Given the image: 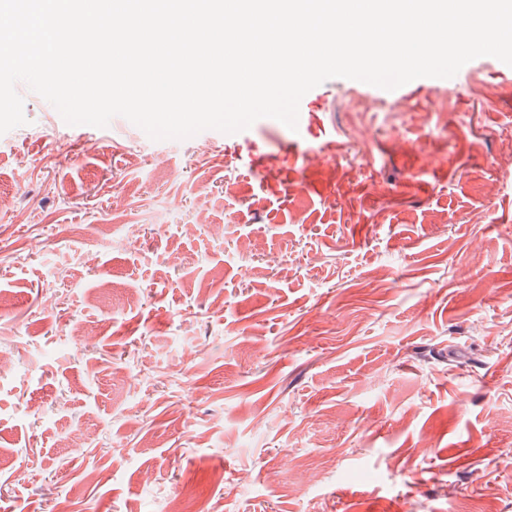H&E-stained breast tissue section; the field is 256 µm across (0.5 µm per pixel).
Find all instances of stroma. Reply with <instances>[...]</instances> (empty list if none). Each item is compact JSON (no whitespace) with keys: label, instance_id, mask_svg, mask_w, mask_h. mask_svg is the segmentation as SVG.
<instances>
[{"label":"stroma","instance_id":"stroma-1","mask_svg":"<svg viewBox=\"0 0 512 512\" xmlns=\"http://www.w3.org/2000/svg\"><path fill=\"white\" fill-rule=\"evenodd\" d=\"M477 81L512 66L182 141L18 84L0 512H512V99Z\"/></svg>","mask_w":512,"mask_h":512}]
</instances>
